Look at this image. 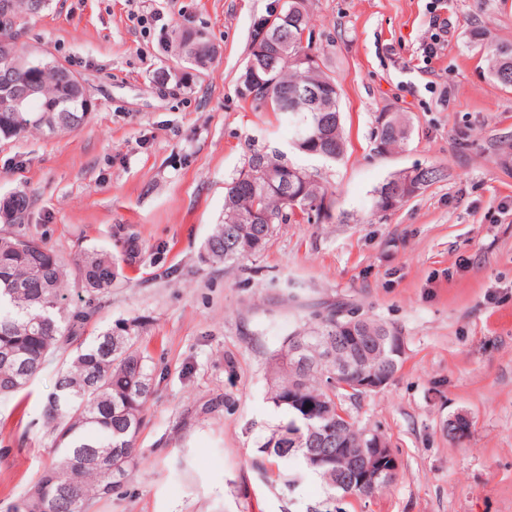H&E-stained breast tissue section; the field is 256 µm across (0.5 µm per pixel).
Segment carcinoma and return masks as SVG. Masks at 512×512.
Listing matches in <instances>:
<instances>
[{"mask_svg":"<svg viewBox=\"0 0 512 512\" xmlns=\"http://www.w3.org/2000/svg\"><path fill=\"white\" fill-rule=\"evenodd\" d=\"M17 18L16 28L0 30V39L24 33L33 15V0H8ZM283 13L265 28L268 19L253 25V49L248 62L256 67L262 101L288 118L294 130L292 143L309 153L307 140L318 136L316 156L336 161L345 150L338 90L333 76L322 68V60L302 62L308 49L301 42L307 27L309 0H286ZM469 42L485 55L491 76L512 86V44L487 42L485 31L474 27ZM173 66L183 63L203 72L214 54L203 32L183 29L168 45ZM18 76L40 82L39 98L20 112L0 99V140L9 141L31 130L53 126L72 131L81 127L82 98L72 85L74 71L43 56H16ZM320 94L319 106L306 101ZM411 135L409 121L390 112L378 121L375 135L378 151L403 148ZM254 179L249 188L232 179L225 187L224 212L212 225L203 243L205 263L238 265L258 257L279 226L300 212L318 221L330 218L332 200L311 172L289 165L277 154L256 153L248 161ZM445 178L437 166H413L390 175L374 190L375 210L391 211L420 195ZM32 207L25 190L0 200V211L13 215L12 223L0 228V397L26 390L42 373L46 362L61 354V365L53 391L45 397L41 420L54 436L52 465L39 475L8 512H26L31 492L46 474L89 496L87 507L112 494L137 464L135 442L143 425V412L156 386L155 367L141 350L138 320H119L92 337L86 325L98 312L104 298L123 276V268L102 249H87L73 261L64 259L43 238L26 231L24 222ZM73 279L84 293L82 305L69 309L62 291ZM395 327L372 319L360 308L344 301L313 306L302 326L289 334L282 347L267 361L268 400L286 413L260 445L266 458L290 462L302 477L319 480L329 494L354 500L367 499L390 484L376 486L336 485V464L315 460L322 452L317 435L336 432L342 425L345 438L356 446L365 438L367 426L348 406L362 391L351 386L347 376L332 384L322 364L336 337L359 336L355 351L368 354L377 345L378 366L397 375L404 358L393 353L386 340Z\"/></svg>","mask_w":512,"mask_h":512,"instance_id":"cac0c4a2","label":"carcinoma"}]
</instances>
